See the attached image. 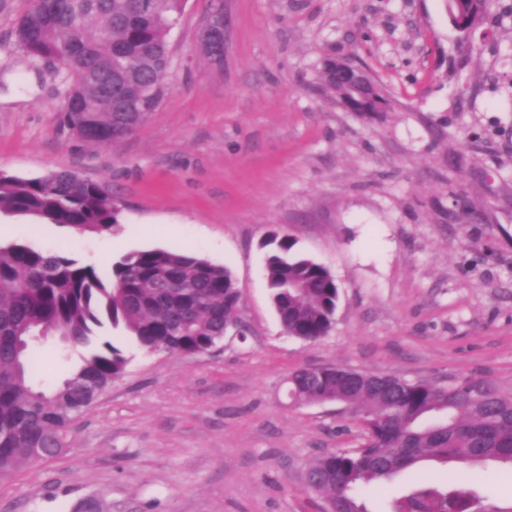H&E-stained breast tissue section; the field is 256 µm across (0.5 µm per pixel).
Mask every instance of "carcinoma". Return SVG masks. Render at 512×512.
<instances>
[{
  "label": "carcinoma",
  "mask_w": 512,
  "mask_h": 512,
  "mask_svg": "<svg viewBox=\"0 0 512 512\" xmlns=\"http://www.w3.org/2000/svg\"><path fill=\"white\" fill-rule=\"evenodd\" d=\"M43 0V14L18 20L16 44L32 60L58 55L69 126L83 139L105 138L138 124L141 107L157 108L170 65L168 35L185 0ZM494 0H448V10L477 15ZM0 213L82 231L118 223L112 196L68 170L33 178L0 171ZM266 257L270 298L288 336L315 341L333 323L339 300L334 276L298 254L284 236ZM239 299L221 266L162 249L123 255L104 273L67 255L22 243L0 246V479L51 459L65 447L76 416L124 372L127 359L111 342L93 347L105 328L127 334L141 349L193 355L217 342L224 324L240 322ZM44 336L62 349L87 350L72 378L51 391L30 380V353ZM323 395L360 414L363 444L320 456L309 468L311 489L326 512H373L361 489L391 483L426 462L512 466V396L482 379L447 386L391 376L339 371L334 377H294L288 399L301 405ZM388 512H512L477 487L444 485L421 476L402 487Z\"/></svg>",
  "instance_id": "obj_1"
}]
</instances>
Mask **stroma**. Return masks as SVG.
Instances as JSON below:
<instances>
[{
	"label": "stroma",
	"mask_w": 512,
	"mask_h": 512,
	"mask_svg": "<svg viewBox=\"0 0 512 512\" xmlns=\"http://www.w3.org/2000/svg\"><path fill=\"white\" fill-rule=\"evenodd\" d=\"M30 0H0V170L65 169L102 185L119 222L79 233L0 215L25 242L101 265L187 252L228 270L243 333L193 356L128 338L113 381L59 456L0 481V512H323L304 474L361 445L344 405H290L297 370L342 366L512 392V18L462 36L448 0H222L223 56L205 51L209 0H185L160 103L103 145L63 122L64 77L16 45ZM367 72L387 111L322 91L326 59ZM327 267L340 291L318 341L285 334L265 270L269 234ZM37 382L77 352L33 351Z\"/></svg>",
	"instance_id": "stroma-1"
}]
</instances>
